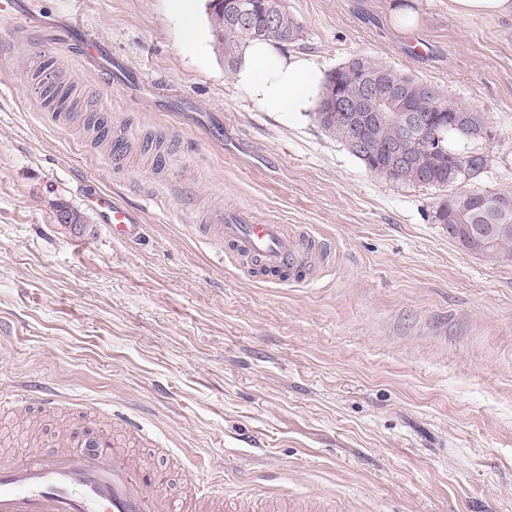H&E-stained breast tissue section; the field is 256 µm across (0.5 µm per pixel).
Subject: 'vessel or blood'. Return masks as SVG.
<instances>
[{"label":"vessel or blood","mask_w":512,"mask_h":512,"mask_svg":"<svg viewBox=\"0 0 512 512\" xmlns=\"http://www.w3.org/2000/svg\"><path fill=\"white\" fill-rule=\"evenodd\" d=\"M49 39L101 62L102 78L111 82L112 54L95 37L66 30L52 32ZM95 203L117 240L141 237L143 224L132 209L108 195L97 196ZM213 220L239 266L275 281L285 276L296 284H310L328 254L326 243L307 229L262 224L244 210L220 211ZM94 443V448L86 449L72 437L64 445L20 458L1 456L0 512H173L162 491L163 472L135 464L111 434L96 435ZM192 512H224L222 492L211 485L196 487Z\"/></svg>","instance_id":"1"}]
</instances>
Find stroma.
Here are the masks:
<instances>
[{
    "instance_id": "stroma-1",
    "label": "stroma",
    "mask_w": 512,
    "mask_h": 512,
    "mask_svg": "<svg viewBox=\"0 0 512 512\" xmlns=\"http://www.w3.org/2000/svg\"><path fill=\"white\" fill-rule=\"evenodd\" d=\"M289 56L328 73L360 54L441 88L491 137L451 139L486 165L464 192H512V18L448 0H284ZM410 8L412 30L392 12ZM45 28L0 19V391L59 390L48 416L0 410V453L69 431L140 426L182 503L193 477L228 501L283 488L335 512H512V264L460 250L435 223L445 190L371 171L311 112L258 105L212 35L208 0H41ZM77 21L140 82L106 88L47 29ZM196 38L186 42V26ZM68 92L124 135L60 126ZM98 192L140 211L113 238ZM162 196L164 208L147 194ZM79 225L57 220L60 207ZM246 210L331 250L308 285L246 278L182 215Z\"/></svg>"
}]
</instances>
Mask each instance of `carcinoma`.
<instances>
[{"mask_svg": "<svg viewBox=\"0 0 512 512\" xmlns=\"http://www.w3.org/2000/svg\"><path fill=\"white\" fill-rule=\"evenodd\" d=\"M226 0H210L211 26L216 42L224 51V61L232 68L239 62L245 45L252 40H264L275 46L294 44L302 39L301 25L277 3L276 19L268 22L259 13L246 23L226 16ZM374 74L369 97L362 103L369 113L377 108L378 100L392 87L398 90L396 106L433 120L430 133L448 137V120L457 113L471 114V124H481L482 116L472 107L448 100L442 91L413 76L392 69L382 63L361 58L350 66H340L328 73L326 79L348 88L362 77V70ZM314 118L321 128L342 144H347L350 130L346 124L326 118L321 107H316ZM402 137V127L395 122L379 123L373 131L368 147L356 158L369 170L381 160L387 147ZM407 168L394 175L391 181L404 185L431 187L433 183L445 186L448 181V158H437L423 150H410ZM465 179L471 180L485 167L486 159L479 154L465 156ZM453 224L463 237L462 248L500 264L512 263V193L485 192L456 205Z\"/></svg>", "mask_w": 512, "mask_h": 512, "instance_id": "cac0c4a2", "label": "carcinoma"}]
</instances>
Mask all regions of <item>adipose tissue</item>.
I'll return each mask as SVG.
<instances>
[{
	"label": "adipose tissue",
	"instance_id": "adipose-tissue-1",
	"mask_svg": "<svg viewBox=\"0 0 512 512\" xmlns=\"http://www.w3.org/2000/svg\"><path fill=\"white\" fill-rule=\"evenodd\" d=\"M238 81L255 101L271 112H303L317 92L318 72L312 62L290 58L264 41L250 42L243 51Z\"/></svg>",
	"mask_w": 512,
	"mask_h": 512
}]
</instances>
